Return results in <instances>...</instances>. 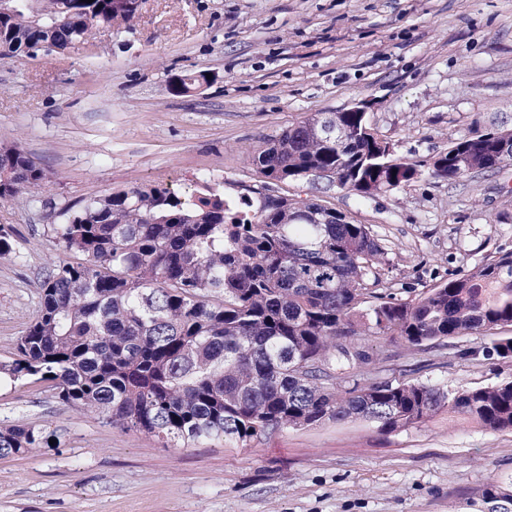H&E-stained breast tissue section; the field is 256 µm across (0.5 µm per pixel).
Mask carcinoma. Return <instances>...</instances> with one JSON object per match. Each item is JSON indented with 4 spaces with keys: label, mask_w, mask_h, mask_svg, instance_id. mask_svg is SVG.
<instances>
[{
    "label": "carcinoma",
    "mask_w": 512,
    "mask_h": 512,
    "mask_svg": "<svg viewBox=\"0 0 512 512\" xmlns=\"http://www.w3.org/2000/svg\"><path fill=\"white\" fill-rule=\"evenodd\" d=\"M136 13L116 0H0V55L63 52L100 26ZM199 71L175 81L187 94ZM329 118L351 132L323 138L315 114L266 139L250 157L264 186L339 173L362 197L403 187L421 165L395 156L361 112ZM512 163V128L462 136L428 164L450 180ZM50 180L16 144L0 142V202ZM56 238L81 263L59 264L41 303L0 360V375L50 384L64 403L163 446L224 439L243 446L274 429L364 419L383 432L422 424L441 408L487 430L512 431V381L445 392L410 381H362V337L416 350L457 336L489 335L485 356L512 360V252L497 251L413 299L378 289L387 251L372 229L307 198L224 191L186 201L145 185L93 198ZM34 424L0 429V458L50 447ZM484 512H512V482L480 495Z\"/></svg>",
    "instance_id": "obj_1"
}]
</instances>
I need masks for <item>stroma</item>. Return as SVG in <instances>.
Here are the masks:
<instances>
[{"label":"stroma","instance_id":"1","mask_svg":"<svg viewBox=\"0 0 512 512\" xmlns=\"http://www.w3.org/2000/svg\"><path fill=\"white\" fill-rule=\"evenodd\" d=\"M201 70L207 83L173 94ZM358 102L399 157L423 164L490 122L512 126V0H138L90 43L0 56V140L50 177L0 204L16 240L0 258V358L34 320L46 274L82 262L53 227L86 200L157 184L262 189L249 162L262 141ZM274 191L313 192L304 180ZM316 195L372 228L390 259L381 278L405 299L512 251V166L455 180L426 170L366 199L335 185ZM489 343L460 336L425 353L370 337L359 375L448 390L512 380V360L482 355ZM17 422L61 445L0 458V512H477L486 485L512 479V432L444 412L388 433L358 419L163 448L46 384L5 380L0 427Z\"/></svg>","mask_w":512,"mask_h":512}]
</instances>
